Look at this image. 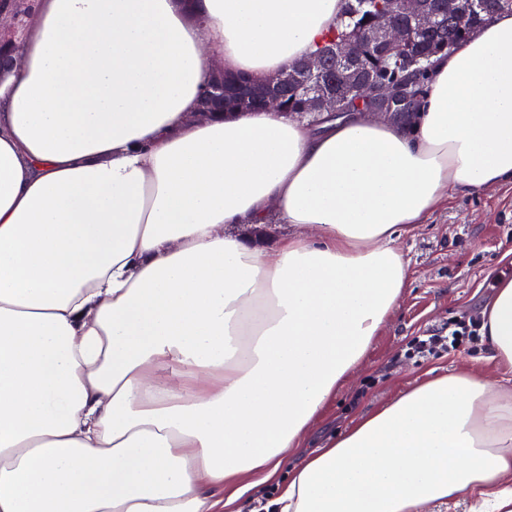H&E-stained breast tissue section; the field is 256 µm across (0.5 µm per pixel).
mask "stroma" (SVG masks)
Masks as SVG:
<instances>
[{
  "label": "stroma",
  "mask_w": 512,
  "mask_h": 512,
  "mask_svg": "<svg viewBox=\"0 0 512 512\" xmlns=\"http://www.w3.org/2000/svg\"><path fill=\"white\" fill-rule=\"evenodd\" d=\"M397 245L409 266V284L361 365L310 427L302 451L349 428L430 370L447 373L477 362L487 375L498 373L478 336L452 350L417 354L411 346L416 337L438 333L460 318L478 319L497 282L512 279V181L450 198Z\"/></svg>",
  "instance_id": "1"
}]
</instances>
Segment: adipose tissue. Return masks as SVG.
<instances>
[{"label":"adipose tissue","instance_id":"1","mask_svg":"<svg viewBox=\"0 0 512 512\" xmlns=\"http://www.w3.org/2000/svg\"><path fill=\"white\" fill-rule=\"evenodd\" d=\"M0 74V512H512V280L480 311L500 376L427 378L295 466L408 286L400 233L512 180V13L419 110L311 128L197 118L212 63L312 55L341 0H35ZM278 216L270 250L237 229Z\"/></svg>","mask_w":512,"mask_h":512}]
</instances>
